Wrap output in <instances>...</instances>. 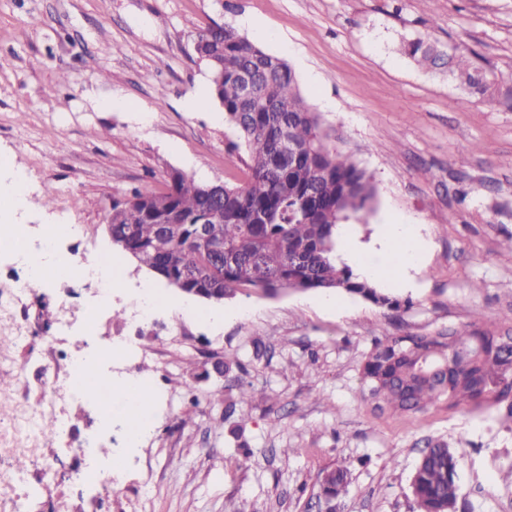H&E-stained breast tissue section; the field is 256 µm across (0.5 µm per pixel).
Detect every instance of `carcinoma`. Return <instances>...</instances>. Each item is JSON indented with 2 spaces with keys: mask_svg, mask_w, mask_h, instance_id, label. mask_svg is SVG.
I'll return each instance as SVG.
<instances>
[{
  "mask_svg": "<svg viewBox=\"0 0 512 512\" xmlns=\"http://www.w3.org/2000/svg\"><path fill=\"white\" fill-rule=\"evenodd\" d=\"M196 43L198 58L211 71V92L246 147L245 156L228 157L230 165H243L245 178L224 185V196L213 198L202 184L173 169L167 191L136 190L112 202V238L124 242L141 265L185 277L190 288L216 285L226 297L242 288L267 294L343 290L398 307V300L359 279L337 255L338 224L371 210L375 190L371 176L332 143L291 68L232 28L207 29ZM403 48L422 65L448 67L466 90L512 105V87L496 86L461 45H452L448 53L416 39ZM243 72L254 76L257 101L278 103L283 111L271 116L243 103ZM284 141L295 147L292 160L282 157ZM215 211L220 219L212 223L208 216ZM203 223L224 238L232 261L204 255L193 236V225ZM501 341L490 330L393 336L375 343L362 365V379L370 396L381 401L380 410L386 406L415 415L441 400L450 407L506 403L512 420V359ZM457 463L448 444H427L411 479L419 509L455 512ZM326 476L324 505L333 512L347 481L341 470Z\"/></svg>",
  "mask_w": 512,
  "mask_h": 512,
  "instance_id": "obj_1",
  "label": "carcinoma"
}]
</instances>
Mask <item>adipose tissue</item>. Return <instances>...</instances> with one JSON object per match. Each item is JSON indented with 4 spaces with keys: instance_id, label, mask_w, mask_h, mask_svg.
<instances>
[{
    "instance_id": "obj_1",
    "label": "adipose tissue",
    "mask_w": 512,
    "mask_h": 512,
    "mask_svg": "<svg viewBox=\"0 0 512 512\" xmlns=\"http://www.w3.org/2000/svg\"><path fill=\"white\" fill-rule=\"evenodd\" d=\"M338 239L343 244L344 256L352 262L360 278L392 288L408 287V270L419 267L422 260L423 244L416 225L400 220L385 225L379 249L370 253L358 248L349 231L339 232ZM84 384L88 394L100 398L104 412H122L131 437L146 432L148 425L140 416V408L154 402L151 388L98 376L85 379Z\"/></svg>"
}]
</instances>
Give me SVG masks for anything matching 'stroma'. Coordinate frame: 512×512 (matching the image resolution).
<instances>
[{
	"label": "stroma",
	"instance_id": "35a3bbf8",
	"mask_svg": "<svg viewBox=\"0 0 512 512\" xmlns=\"http://www.w3.org/2000/svg\"><path fill=\"white\" fill-rule=\"evenodd\" d=\"M215 23L284 59L336 146L372 175L373 211L348 221L362 248L391 218L417 224L424 262L412 287L390 290L399 309L343 291L335 310L316 291L249 289L224 302L235 318L219 319L113 247L114 199L162 189L174 168L202 183L243 177L227 163L238 137L218 101L186 107L210 87L193 41ZM405 38L463 45L512 86V0H0V173L15 159L27 187L25 208L0 222L28 241L43 225H76L61 249L112 259L121 281L90 333L79 319L89 290L58 279L26 289L18 251L0 248V291L25 288L29 305L25 317L0 306V377L13 380L0 390V512H321V478L335 469L349 478L336 512H419L410 483L431 439L458 455L455 512H512L505 406L438 403L409 417L364 397L375 342L512 331V109L420 66ZM110 98L123 107L106 109ZM147 291L160 306L134 320ZM110 344L131 349L157 393L148 432L127 443L123 421L102 428L99 400L80 396L65 431L46 439L43 418L29 416L50 400L27 368L31 351L77 358ZM216 351L239 369L188 368ZM92 432L97 447L134 448L104 486L76 482L99 463L73 453Z\"/></svg>",
	"mask_w": 512,
	"mask_h": 512
}]
</instances>
